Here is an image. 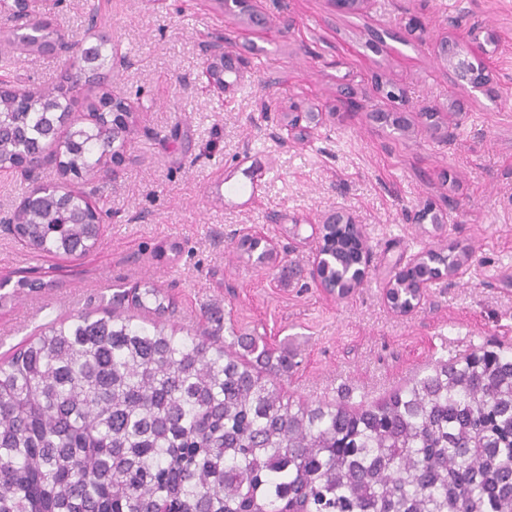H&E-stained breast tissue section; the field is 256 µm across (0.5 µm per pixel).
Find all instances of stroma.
<instances>
[{"mask_svg": "<svg viewBox=\"0 0 512 512\" xmlns=\"http://www.w3.org/2000/svg\"><path fill=\"white\" fill-rule=\"evenodd\" d=\"M28 4L83 45L101 36L112 42V70L79 87L74 118L86 117L83 100L105 92L125 98L132 112L121 162L105 164L95 179L107 217L89 255L29 252L5 224L32 184H63L56 164H43L32 182L0 173V279L12 293L0 302V359L49 322L102 310L116 286L144 279L170 298L165 318L176 327L201 329L212 310L223 326L293 339L294 367L277 385L300 403L346 393L354 405L473 347H512V0H368L353 15L336 14L329 0H249L232 13L221 0ZM253 10L270 25L253 27ZM284 19L290 29H282ZM413 19L428 40H409ZM12 27L0 12V57L12 61V83L57 84L64 57L10 45ZM471 29L472 59L490 67L499 98L470 101L452 142L419 130L394 134L370 121L373 112H398L415 123L428 106L460 95L430 39ZM219 37L238 68L221 95L202 74L204 46ZM377 74L395 97L372 91ZM342 83L360 92L354 110L339 100ZM263 97L271 111L260 109ZM295 103L328 114L303 144L279 128ZM428 203L442 225L405 223L404 209ZM334 206L353 215L371 253L364 285L342 300L304 273L315 228ZM274 214L286 223H271ZM245 226L276 239L291 278L241 253ZM429 249L471 258L461 275L429 288L413 312L392 311L385 282Z\"/></svg>", "mask_w": 512, "mask_h": 512, "instance_id": "1", "label": "stroma"}]
</instances>
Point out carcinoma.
Wrapping results in <instances>:
<instances>
[{
	"label": "carcinoma",
	"mask_w": 512,
	"mask_h": 512,
	"mask_svg": "<svg viewBox=\"0 0 512 512\" xmlns=\"http://www.w3.org/2000/svg\"><path fill=\"white\" fill-rule=\"evenodd\" d=\"M26 51L65 36L39 17ZM112 63V44L72 53L52 88L0 87V169L49 150L85 181L126 138L112 98L71 118V96ZM103 217L83 193L30 187L11 231L34 252L81 256ZM329 257L341 278L349 252ZM146 281L112 310L51 322L0 361V512H512V352L481 345L357 406L295 404L275 379L290 350L223 325L184 333Z\"/></svg>",
	"instance_id": "obj_1"
}]
</instances>
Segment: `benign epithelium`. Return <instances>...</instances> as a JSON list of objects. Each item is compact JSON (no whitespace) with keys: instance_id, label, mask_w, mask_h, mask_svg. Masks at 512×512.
I'll use <instances>...</instances> for the list:
<instances>
[{"instance_id":"1","label":"benign epithelium","mask_w":512,"mask_h":512,"mask_svg":"<svg viewBox=\"0 0 512 512\" xmlns=\"http://www.w3.org/2000/svg\"><path fill=\"white\" fill-rule=\"evenodd\" d=\"M437 56L443 60L448 69L452 71L457 85L469 89L470 93L478 92L489 100L497 97L493 78L488 68L483 64H475L469 60L470 49L468 35L454 33L442 37L435 43ZM222 67L226 72L236 71V67L224 55L223 41H214L205 47V73L211 76L214 67ZM463 115V104L460 100L450 99L448 104L438 106L429 112L422 113L423 132L432 139L451 142L456 135L458 118ZM326 113L317 108L309 107L299 112H290L287 117V130L289 137L303 142L307 140L324 122ZM375 122L391 126L394 130L408 134L414 127L399 117L377 112L373 115ZM432 224L443 223L441 214L428 205L420 209L406 211V221L409 224H423L425 221ZM346 227L357 233L361 231L354 218L344 208H333L321 219L317 225L320 237H325L338 228ZM434 259H429L427 252L422 251L409 259L407 268L417 270L414 278L406 283L394 278L384 287V297H389L394 288H414L417 298L411 302L410 309H415L426 288L432 284L457 277L461 274L469 255L458 257L456 264L448 265V256L441 252H433ZM329 253L316 251L311 261L310 277L317 287L331 297H338V289L343 288V296L350 295L355 289L362 287L366 280L367 271L371 262V255L367 249H362L356 259L348 267L347 272L339 283H334L327 277V264Z\"/></svg>"}]
</instances>
